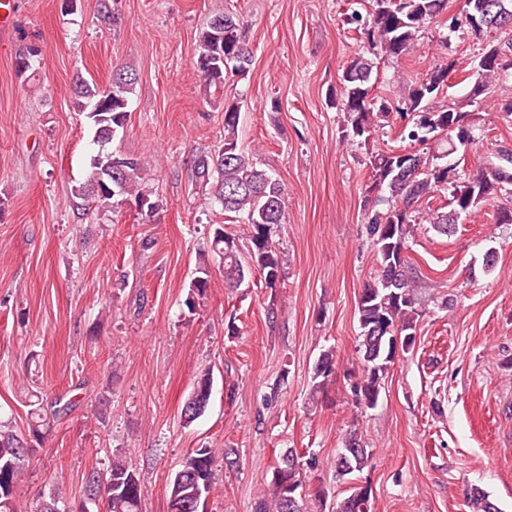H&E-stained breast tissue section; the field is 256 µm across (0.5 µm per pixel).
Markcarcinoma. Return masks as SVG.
<instances>
[{
  "instance_id": "cac0c4a2",
  "label": "carcinoma",
  "mask_w": 512,
  "mask_h": 512,
  "mask_svg": "<svg viewBox=\"0 0 512 512\" xmlns=\"http://www.w3.org/2000/svg\"><path fill=\"white\" fill-rule=\"evenodd\" d=\"M446 9L447 0H368L367 15L352 10L349 23L364 36L368 49L350 57L339 77L341 91L336 106L347 116L342 142L352 145L368 141L376 127L390 117L391 104L372 95L371 55L377 53L392 61L401 59L425 24ZM467 10L481 13L496 33L512 30V0H470ZM486 55L493 57L494 63L484 69L483 83L512 80V42L494 37L481 48L479 56ZM251 62L243 19L227 12L216 14L199 36L196 68L203 82L210 87L222 85L225 71L243 75ZM450 74L461 83L472 82L470 71L451 60L432 67L424 77L405 87L401 96L402 111L412 122L402 138L429 146V153L389 149L369 156L371 184L366 191L375 195L377 201L387 203L388 208L368 216L366 232L375 246L379 268L362 289L357 303L360 335L356 352L362 373L352 383L351 392L355 404L366 410L378 405L386 375L398 358L396 348L406 353L415 342L420 316L418 280L411 271L408 251L418 224L419 205L439 194L448 196V210H435L429 223L439 234L451 236L461 216L472 215L481 203L512 185V157L507 154H498L501 163L491 161L468 174L459 173L456 166L445 161L463 146L451 126L466 128L470 133L468 143H473L475 113L465 106H473L477 100L471 93L464 105H435ZM135 81L134 70L122 66L112 70L105 87L84 79L75 82L74 95L95 129L94 143L98 146L90 158L86 181L75 193L100 207H112L117 200L133 201L146 204L152 212L159 203L142 177L141 160L134 159L131 173L117 183L111 172L125 156L107 148L127 121L129 94ZM239 120L238 106L224 107L223 144L210 154L196 157L195 182L209 192L222 211L245 216L239 233H228L222 225L214 229L211 248L224 255V286L237 289L257 272L273 288L279 281L282 265L272 229L286 223L284 189L279 179L258 167L254 157L241 147ZM242 240L248 243L245 251L240 245ZM335 373V354L322 353L314 366L313 393H318ZM212 385L211 371H202L182 409L187 422L204 413ZM70 408L71 403L62 395L45 404L37 403L31 412L33 438L38 439L50 430ZM29 448L24 438L0 428V512H23L16 503V489L24 475V457ZM371 459V451L352 434L337 452L334 466L343 478L362 471ZM213 466L214 453L210 448H197L184 456L180 469L170 478L169 512H207V501L216 487ZM303 467L301 456L288 449L272 472L274 476L283 472L285 477L280 482L271 479L269 491L257 502L256 512H309L313 499L319 502L318 508H323L324 494L306 489L301 476ZM95 478L104 482L105 512H142L140 481L127 459L115 456L106 473H89L85 489H90ZM470 501L474 512H499L482 491H475ZM370 508L371 491L359 484L336 504V512H370Z\"/></svg>"
}]
</instances>
